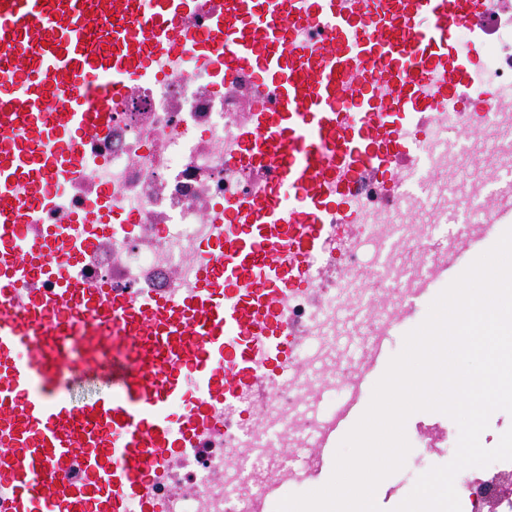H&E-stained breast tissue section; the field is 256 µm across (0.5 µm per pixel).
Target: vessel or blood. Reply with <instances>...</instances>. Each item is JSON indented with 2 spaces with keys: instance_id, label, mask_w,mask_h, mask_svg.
I'll list each match as a JSON object with an SVG mask.
<instances>
[{
  "instance_id": "b4317fda",
  "label": "vessel or blood",
  "mask_w": 512,
  "mask_h": 512,
  "mask_svg": "<svg viewBox=\"0 0 512 512\" xmlns=\"http://www.w3.org/2000/svg\"><path fill=\"white\" fill-rule=\"evenodd\" d=\"M493 12L512 26V0H0V512H225L233 496L275 512L327 483L392 337L512 227V126L496 153L482 137L489 109L512 110V83L486 66ZM184 50L222 55L225 84L253 78L258 107L224 165L256 186L225 198L224 240L207 246L192 292L90 289L82 245L33 226L113 103ZM440 122L460 135L446 150L432 143ZM425 176L464 181L460 205L483 194V216L424 256L380 237L376 260L409 269V296L373 320L341 404L287 466V443L262 440L280 421L276 392L297 377L299 347L339 333L330 299L346 278L320 288L318 260L384 223L368 186L392 200ZM297 293L307 317L288 314ZM97 376L111 390L73 400L72 384ZM241 416L252 437L210 453ZM255 452L267 466L247 482L238 465Z\"/></svg>"
}]
</instances>
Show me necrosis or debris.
Wrapping results in <instances>:
<instances>
[{"mask_svg":"<svg viewBox=\"0 0 512 512\" xmlns=\"http://www.w3.org/2000/svg\"><path fill=\"white\" fill-rule=\"evenodd\" d=\"M222 76L214 59L190 72L179 57L154 63L113 108L108 133L86 141L87 177L66 183L44 218L59 224L85 207L99 211L106 232L78 228L93 241L85 280L127 293L194 287V260L224 237L225 197L251 188L248 173L224 167L230 136L252 105L251 81L241 78L228 93ZM306 397L301 381L277 396L279 415L299 432L317 426L301 411ZM483 475L477 467L457 475L462 512H484L493 495L499 512H512V498L498 497Z\"/></svg>","mask_w":512,"mask_h":512,"instance_id":"1","label":"necrosis or debris"}]
</instances>
